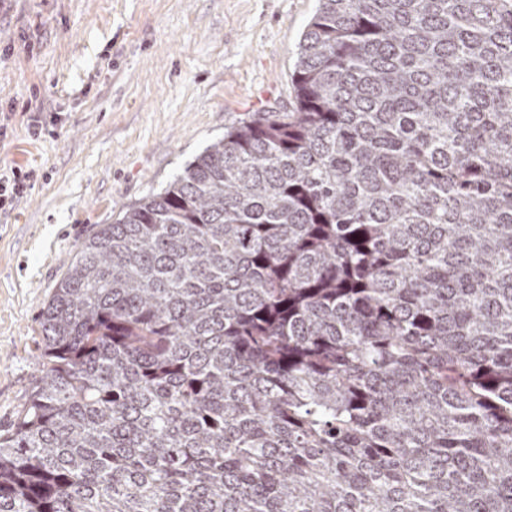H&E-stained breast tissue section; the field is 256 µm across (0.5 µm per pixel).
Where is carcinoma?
I'll list each match as a JSON object with an SVG mask.
<instances>
[{
	"label": "carcinoma",
	"mask_w": 512,
	"mask_h": 512,
	"mask_svg": "<svg viewBox=\"0 0 512 512\" xmlns=\"http://www.w3.org/2000/svg\"><path fill=\"white\" fill-rule=\"evenodd\" d=\"M42 314L0 512H512V0H318Z\"/></svg>",
	"instance_id": "cac0c4a2"
}]
</instances>
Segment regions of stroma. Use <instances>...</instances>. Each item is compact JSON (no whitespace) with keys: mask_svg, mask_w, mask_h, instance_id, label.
Returning a JSON list of instances; mask_svg holds the SVG:
<instances>
[{"mask_svg":"<svg viewBox=\"0 0 512 512\" xmlns=\"http://www.w3.org/2000/svg\"><path fill=\"white\" fill-rule=\"evenodd\" d=\"M318 0H0V432L41 375V317L102 225L247 113L292 108ZM51 133L29 130L33 115Z\"/></svg>","mask_w":512,"mask_h":512,"instance_id":"1","label":"stroma"}]
</instances>
